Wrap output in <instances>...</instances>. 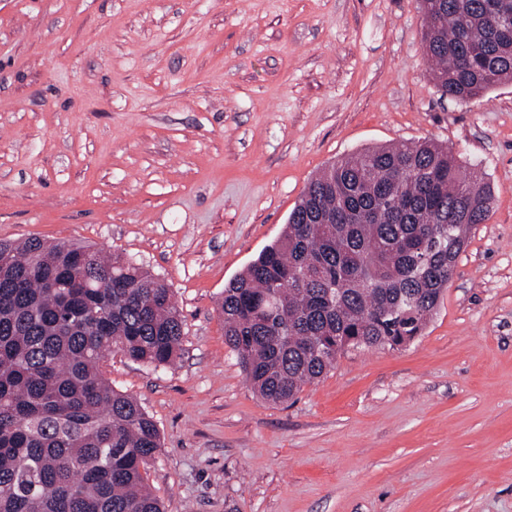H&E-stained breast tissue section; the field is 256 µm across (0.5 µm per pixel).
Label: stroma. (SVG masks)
Listing matches in <instances>:
<instances>
[{
    "instance_id": "1",
    "label": "stroma",
    "mask_w": 512,
    "mask_h": 512,
    "mask_svg": "<svg viewBox=\"0 0 512 512\" xmlns=\"http://www.w3.org/2000/svg\"><path fill=\"white\" fill-rule=\"evenodd\" d=\"M424 138L494 200L423 335L263 401L225 286L333 162ZM31 237L173 290L176 362L108 359L165 512H512V82L443 97L416 0H0V240Z\"/></svg>"
}]
</instances>
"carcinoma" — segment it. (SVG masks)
I'll use <instances>...</instances> for the list:
<instances>
[{"label": "carcinoma", "instance_id": "cac0c4a2", "mask_svg": "<svg viewBox=\"0 0 512 512\" xmlns=\"http://www.w3.org/2000/svg\"><path fill=\"white\" fill-rule=\"evenodd\" d=\"M486 2L418 0L432 80L458 103L512 81V0ZM491 200L431 140L328 167L224 288V341L253 389L284 404L345 350L422 335ZM183 329L171 288L119 252L1 240L0 512H164L144 483L159 430L103 367L171 364Z\"/></svg>", "mask_w": 512, "mask_h": 512}]
</instances>
